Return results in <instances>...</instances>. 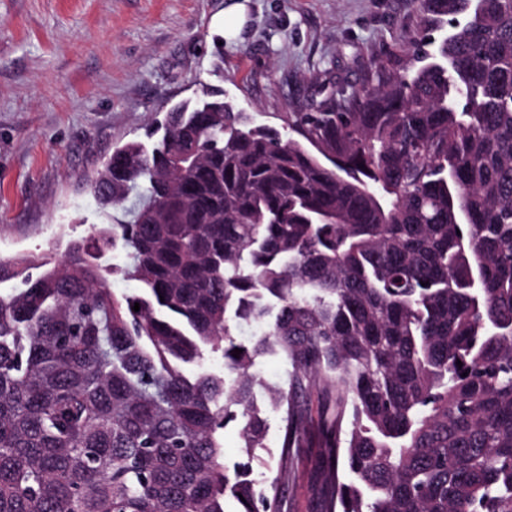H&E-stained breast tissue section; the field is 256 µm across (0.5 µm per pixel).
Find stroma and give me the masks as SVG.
<instances>
[{
    "label": "stroma",
    "mask_w": 512,
    "mask_h": 512,
    "mask_svg": "<svg viewBox=\"0 0 512 512\" xmlns=\"http://www.w3.org/2000/svg\"><path fill=\"white\" fill-rule=\"evenodd\" d=\"M228 0H0V257L62 255L109 219L87 181L203 87L257 122L315 112L371 78L417 26L414 0H249L211 43ZM319 451L293 459L288 512H316ZM248 7L243 2H234L224 7V20L219 23L220 30L215 32L224 40L234 37L247 21Z\"/></svg>",
    "instance_id": "35a3bbf8"
}]
</instances>
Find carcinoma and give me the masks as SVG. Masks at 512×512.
Instances as JSON below:
<instances>
[{
	"mask_svg": "<svg viewBox=\"0 0 512 512\" xmlns=\"http://www.w3.org/2000/svg\"><path fill=\"white\" fill-rule=\"evenodd\" d=\"M415 3L377 84L286 116L299 138L179 102L89 180L121 219L0 257V512H285L300 448L321 512H512V0ZM207 350L224 374L187 375ZM267 355L292 370L262 408ZM121 261V257L118 256L116 258H112V253H107L102 255L98 259V263L105 269V276L109 280L111 284V288L114 290L117 296H120L124 292H132L136 291L137 284L132 281H126L122 279L120 276L112 277V273L110 269L112 268V263H117ZM281 430L276 419L271 418L269 431L264 443L266 448H256L252 463V478H256L271 494L270 483L277 477L280 469ZM224 442V460L233 462L242 456V441L239 434V426L236 422L229 423L222 431Z\"/></svg>",
	"mask_w": 512,
	"mask_h": 512,
	"instance_id": "obj_1",
	"label": "carcinoma"
}]
</instances>
